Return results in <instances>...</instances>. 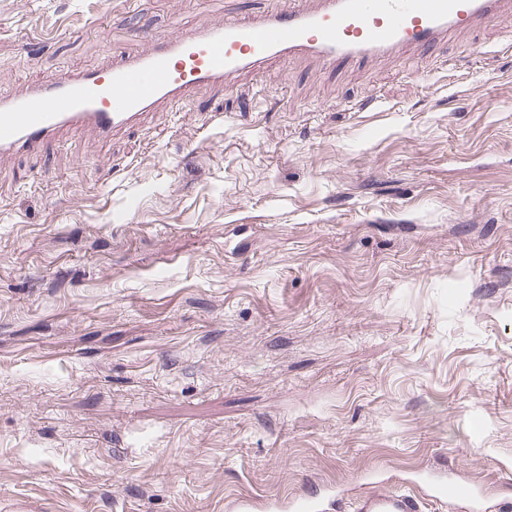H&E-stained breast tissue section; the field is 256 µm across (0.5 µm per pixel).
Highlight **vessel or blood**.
Listing matches in <instances>:
<instances>
[{
  "mask_svg": "<svg viewBox=\"0 0 512 512\" xmlns=\"http://www.w3.org/2000/svg\"><path fill=\"white\" fill-rule=\"evenodd\" d=\"M512 14V0H289L286 11L175 37L152 38L119 65L44 77L25 93L0 96V155L35 153L68 130L106 138L136 125L155 105L271 61L305 53L330 64L406 47L420 52L448 32ZM467 484L421 494L398 488L356 498L353 512H429L430 503H470Z\"/></svg>",
  "mask_w": 512,
  "mask_h": 512,
  "instance_id": "vessel-or-blood-1",
  "label": "vessel or blood"
}]
</instances>
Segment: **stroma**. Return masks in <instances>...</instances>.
Segmentation results:
<instances>
[{
	"label": "stroma",
	"mask_w": 512,
	"mask_h": 512,
	"mask_svg": "<svg viewBox=\"0 0 512 512\" xmlns=\"http://www.w3.org/2000/svg\"><path fill=\"white\" fill-rule=\"evenodd\" d=\"M287 4L0 0V94ZM377 472L512 503L511 20L0 157V512Z\"/></svg>",
	"instance_id": "35a3bbf8"
}]
</instances>
